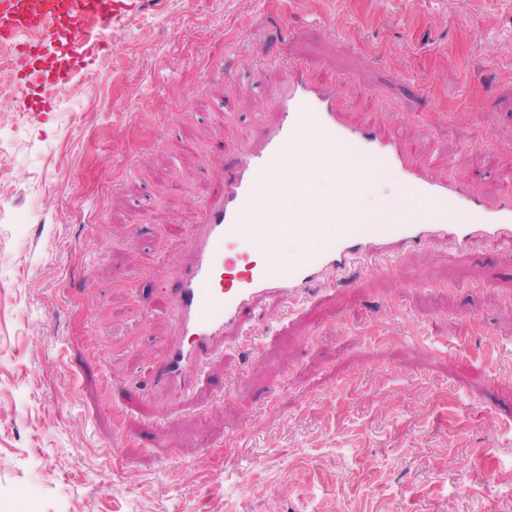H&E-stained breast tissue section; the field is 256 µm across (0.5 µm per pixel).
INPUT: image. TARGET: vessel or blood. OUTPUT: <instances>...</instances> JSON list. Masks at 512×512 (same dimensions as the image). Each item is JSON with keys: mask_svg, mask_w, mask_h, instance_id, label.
I'll return each mask as SVG.
<instances>
[{"mask_svg": "<svg viewBox=\"0 0 512 512\" xmlns=\"http://www.w3.org/2000/svg\"><path fill=\"white\" fill-rule=\"evenodd\" d=\"M135 0H0V46L15 54L24 107H50L51 90L65 89L82 70L90 22L120 24ZM339 78L315 86L303 78L290 81L276 108L275 125L259 139L237 149L215 197L202 209L201 221L187 237L189 258L180 264L171 288L157 308L173 320L180 339L153 369L154 386L167 392L190 390L230 326L240 327L236 341L253 340L244 324L261 297L298 300L315 287H331L364 263L388 256L393 246L512 235V203L489 208L463 185L423 179L407 156V142L341 122L336 111ZM328 138L354 163L355 176L377 187L380 174L396 173L391 204L422 201L424 211L407 223L381 224L362 213L343 224L321 223L322 203L289 209L288 198L304 187L309 170L334 173L333 161L310 152ZM275 172L284 173L276 224H249L255 208L254 186ZM322 233L324 246L314 253L282 255L280 238L308 239Z\"/></svg>", "mask_w": 512, "mask_h": 512, "instance_id": "vessel-or-blood-1", "label": "vessel or blood"}]
</instances>
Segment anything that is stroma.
<instances>
[{"mask_svg": "<svg viewBox=\"0 0 512 512\" xmlns=\"http://www.w3.org/2000/svg\"><path fill=\"white\" fill-rule=\"evenodd\" d=\"M87 37L51 112L0 51V512H512V239L260 300L182 395L147 382L174 327L146 315L295 65L503 202L512 0H141Z\"/></svg>", "mask_w": 512, "mask_h": 512, "instance_id": "obj_1", "label": "stroma"}]
</instances>
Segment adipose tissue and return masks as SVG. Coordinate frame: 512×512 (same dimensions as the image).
Returning <instances> with one entry per match:
<instances>
[{
  "label": "adipose tissue",
  "instance_id": "obj_1",
  "mask_svg": "<svg viewBox=\"0 0 512 512\" xmlns=\"http://www.w3.org/2000/svg\"><path fill=\"white\" fill-rule=\"evenodd\" d=\"M366 192L363 186L353 183H341L340 179L328 176L322 170L313 169L308 173L305 192L295 195L291 200L292 207L308 206L312 198H321L326 207L323 221L327 224L338 223L341 211L360 207Z\"/></svg>",
  "mask_w": 512,
  "mask_h": 512
}]
</instances>
